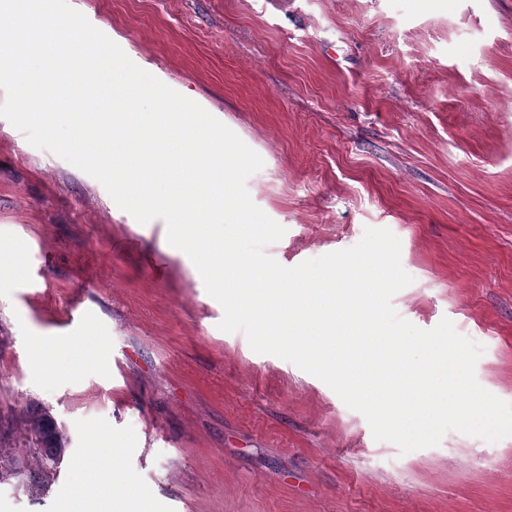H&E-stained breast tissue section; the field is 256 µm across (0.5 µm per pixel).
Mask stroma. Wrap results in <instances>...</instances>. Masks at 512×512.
<instances>
[{
	"mask_svg": "<svg viewBox=\"0 0 512 512\" xmlns=\"http://www.w3.org/2000/svg\"><path fill=\"white\" fill-rule=\"evenodd\" d=\"M69 3L262 158L246 189L285 230L266 256L291 268L389 229L412 278L393 308L449 319L512 402V0ZM19 240L28 279L5 264ZM223 317L163 220L0 117V448L36 469L32 404L67 440L48 482H0V512H59L93 450L139 512H512V437L400 453ZM78 337L89 367L46 386L30 342Z\"/></svg>",
	"mask_w": 512,
	"mask_h": 512,
	"instance_id": "obj_1",
	"label": "stroma"
}]
</instances>
